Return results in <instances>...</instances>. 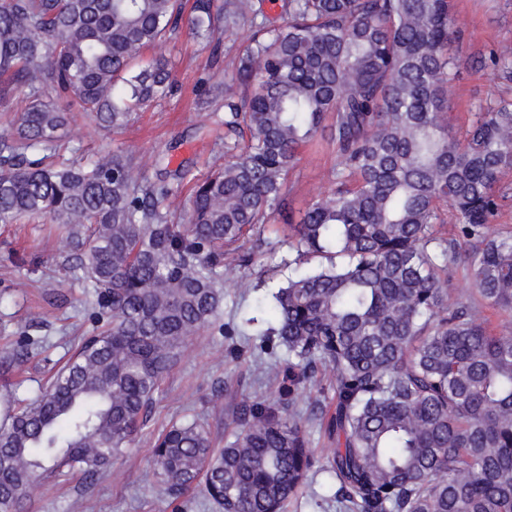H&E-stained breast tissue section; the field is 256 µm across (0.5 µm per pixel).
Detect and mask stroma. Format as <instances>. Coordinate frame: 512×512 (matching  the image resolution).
<instances>
[{"label": "stroma", "instance_id": "obj_1", "mask_svg": "<svg viewBox=\"0 0 512 512\" xmlns=\"http://www.w3.org/2000/svg\"><path fill=\"white\" fill-rule=\"evenodd\" d=\"M454 11L462 35L452 50L468 64L452 84L445 117L459 132L467 125L473 104L512 99V80L488 63L492 50L512 46V0H454ZM249 36L245 21L210 38L181 31L162 49L176 82L171 94L141 107L116 132L99 130L82 113H74L66 129L67 144L89 155H128L151 181L159 159L174 167L190 165L198 176L208 174L224 162V150L216 143L218 122L224 116V96L242 92L230 77ZM212 87L222 88L223 97L200 108V95ZM335 164V150L326 140L302 149L288 176L287 213L298 214L327 188ZM64 231L63 225L43 218L0 224V354L18 352L26 340L36 344L33 353L20 355L9 374L0 373V385L12 384L24 397L36 395L65 354L96 328L94 309L60 250ZM233 275L244 285L227 289L220 316L224 322L254 316L256 300L269 298L268 288L258 283L256 266L234 269ZM225 348L218 328L192 337L182 361L162 381L141 434L114 462L111 474L93 482L66 477L26 503L24 512H70L75 503L82 504V512H217L200 486L185 489L174 500L150 489L143 473L151 464L153 442L172 423L194 418L205 422L220 448L226 397L272 395L273 386L254 370L260 351L254 348L231 358Z\"/></svg>", "mask_w": 512, "mask_h": 512}]
</instances>
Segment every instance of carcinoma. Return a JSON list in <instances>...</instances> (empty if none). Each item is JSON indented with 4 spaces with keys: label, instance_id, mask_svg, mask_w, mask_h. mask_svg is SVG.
<instances>
[{
    "label": "carcinoma",
    "instance_id": "carcinoma-1",
    "mask_svg": "<svg viewBox=\"0 0 512 512\" xmlns=\"http://www.w3.org/2000/svg\"><path fill=\"white\" fill-rule=\"evenodd\" d=\"M251 0H0V224L45 217L104 329L34 398L4 394L0 512H21L68 468L105 474L135 440L191 337L216 324L227 256L285 211L288 172L324 130L338 163L327 194L288 218L295 275L273 293L266 342L287 358L275 393L224 405V447L186 421L158 436L144 481L174 496L201 481L220 512H288L314 467L338 512H512V332L448 288L463 262L490 307L512 311V231L493 228L512 168V101L476 106L458 136L441 121L463 65L451 0H284L254 24L224 99L237 152L173 190L107 153L53 164L73 112L105 131L174 85L141 53L186 28L213 35ZM450 214L457 232L434 234ZM334 380V396L320 386ZM333 452L315 459L298 416L307 391Z\"/></svg>",
    "mask_w": 512,
    "mask_h": 512
}]
</instances>
